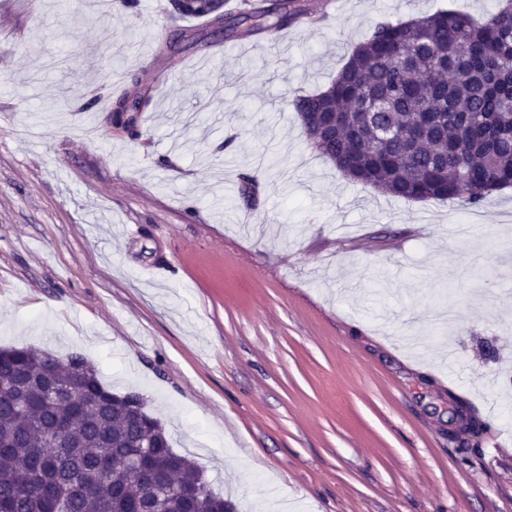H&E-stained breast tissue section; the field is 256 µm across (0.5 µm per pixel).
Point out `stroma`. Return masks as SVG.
Here are the masks:
<instances>
[{
    "mask_svg": "<svg viewBox=\"0 0 512 512\" xmlns=\"http://www.w3.org/2000/svg\"><path fill=\"white\" fill-rule=\"evenodd\" d=\"M306 4L283 48L170 0H0V347L142 394L238 512H512V187L381 194L290 104L380 21L499 0ZM141 70L135 131L108 128L94 100ZM174 10L179 16L183 18L191 19H203L207 25H215L219 31H223L220 18L212 14L210 18L207 17V13L214 7L220 4H215L205 0H173L172 1ZM460 401V400H459ZM461 402V401H460ZM460 404L468 413V426L471 427V437L470 439H465L467 444H470L474 439L478 438L480 434L483 432L485 424L476 416V414L470 409V407L461 402ZM459 404L453 401L451 398L448 399V410L451 413V435L455 438H464V427L466 424V420L464 419L463 410Z\"/></svg>",
    "mask_w": 512,
    "mask_h": 512,
    "instance_id": "35a3bbf8",
    "label": "stroma"
}]
</instances>
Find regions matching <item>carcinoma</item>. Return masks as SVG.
Masks as SVG:
<instances>
[{
	"label": "carcinoma",
	"mask_w": 512,
	"mask_h": 512,
	"mask_svg": "<svg viewBox=\"0 0 512 512\" xmlns=\"http://www.w3.org/2000/svg\"><path fill=\"white\" fill-rule=\"evenodd\" d=\"M183 18L207 16L210 0H172ZM233 17L250 35L274 36L301 8L241 0ZM123 90L112 120L140 111ZM297 112L311 149L352 183L407 202L480 205L512 186V0L478 21L447 9L381 21L336 78ZM336 113V127L324 116ZM77 389L81 410L42 381ZM151 495L158 512H233L203 472L176 453L142 395H117L77 353L0 349V512H130Z\"/></svg>",
	"instance_id": "1"
}]
</instances>
